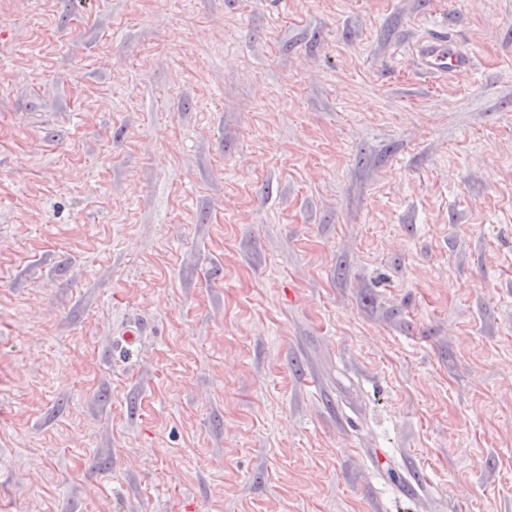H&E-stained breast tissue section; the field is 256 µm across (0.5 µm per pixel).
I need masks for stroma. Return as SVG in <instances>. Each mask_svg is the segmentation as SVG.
Here are the masks:
<instances>
[{
  "mask_svg": "<svg viewBox=\"0 0 512 512\" xmlns=\"http://www.w3.org/2000/svg\"><path fill=\"white\" fill-rule=\"evenodd\" d=\"M0 512H512V0H0ZM418 55L428 73L466 74L473 68L472 54L460 50L442 33L427 38L419 47Z\"/></svg>",
  "mask_w": 512,
  "mask_h": 512,
  "instance_id": "35a3bbf8",
  "label": "stroma"
}]
</instances>
